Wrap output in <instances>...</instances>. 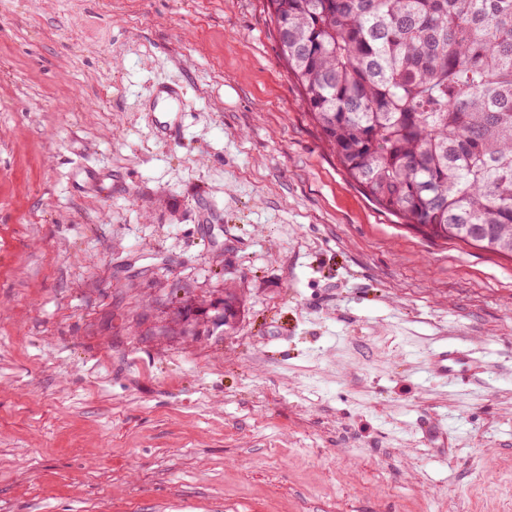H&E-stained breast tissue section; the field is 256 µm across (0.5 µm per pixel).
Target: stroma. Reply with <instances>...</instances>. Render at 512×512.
Listing matches in <instances>:
<instances>
[{
	"label": "stroma",
	"instance_id": "35a3bbf8",
	"mask_svg": "<svg viewBox=\"0 0 512 512\" xmlns=\"http://www.w3.org/2000/svg\"><path fill=\"white\" fill-rule=\"evenodd\" d=\"M228 284L233 332L155 335ZM0 512H512V258L361 193L266 0H0ZM431 365L442 378L465 388H484L483 360L466 347L443 348L431 357Z\"/></svg>",
	"mask_w": 512,
	"mask_h": 512
}]
</instances>
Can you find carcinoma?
<instances>
[{
	"label": "carcinoma",
	"instance_id": "obj_1",
	"mask_svg": "<svg viewBox=\"0 0 512 512\" xmlns=\"http://www.w3.org/2000/svg\"><path fill=\"white\" fill-rule=\"evenodd\" d=\"M326 147L379 210L512 257V0H267ZM227 290L168 336H222Z\"/></svg>",
	"mask_w": 512,
	"mask_h": 512
}]
</instances>
